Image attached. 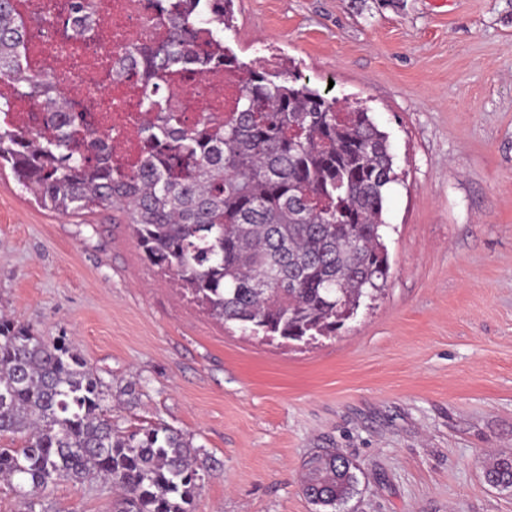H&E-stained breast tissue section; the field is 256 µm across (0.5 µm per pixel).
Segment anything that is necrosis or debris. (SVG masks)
Instances as JSON below:
<instances>
[{"instance_id": "4bbe7bcc", "label": "necrosis or debris", "mask_w": 512, "mask_h": 512, "mask_svg": "<svg viewBox=\"0 0 512 512\" xmlns=\"http://www.w3.org/2000/svg\"><path fill=\"white\" fill-rule=\"evenodd\" d=\"M18 19L30 39L21 49L26 67L49 71L67 93L69 108L83 117L89 129L112 131V157L127 168L141 158L145 143L139 135L149 114L140 102L138 73H114L113 57L126 48L160 39L164 16L155 0H88L97 37L67 36L62 24L68 0H13ZM241 80L222 72L172 77L166 84L170 105L192 120L205 114L223 121L234 105Z\"/></svg>"}]
</instances>
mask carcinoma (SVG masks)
I'll return each instance as SVG.
<instances>
[{
	"instance_id": "1",
	"label": "carcinoma",
	"mask_w": 512,
	"mask_h": 512,
	"mask_svg": "<svg viewBox=\"0 0 512 512\" xmlns=\"http://www.w3.org/2000/svg\"><path fill=\"white\" fill-rule=\"evenodd\" d=\"M169 2L165 36L118 55L142 71L141 102L156 116L141 129L145 150L126 172L105 133L79 134L66 95L47 73L31 74L19 48L28 31L12 0H0V81L43 106L40 129L0 123V169L61 215L110 206L127 215L146 259L226 325L304 341L330 336L345 314L384 289L389 256L385 204L398 182L389 136L361 106L328 98L288 74L275 82L226 52L219 33L233 0ZM76 34L92 31L85 0H70ZM241 71L234 109L216 125L188 126L165 105L168 78ZM110 388L64 336L46 340L0 318V477L19 512H57L51 484L103 480L118 491L113 512H193L203 488L198 447L158 423L124 431L112 422ZM339 454L309 459L303 494L337 512L358 478ZM512 488V457L486 470Z\"/></svg>"
}]
</instances>
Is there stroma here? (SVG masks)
<instances>
[{"instance_id": "stroma-1", "label": "stroma", "mask_w": 512, "mask_h": 512, "mask_svg": "<svg viewBox=\"0 0 512 512\" xmlns=\"http://www.w3.org/2000/svg\"><path fill=\"white\" fill-rule=\"evenodd\" d=\"M224 46L368 107L400 181L390 277L335 336L268 341L150 264L121 212L39 207L0 172V315L67 337L112 419L182 430L211 467L195 512H318L304 465L356 467L341 512H512V0H234ZM58 512H112L60 482ZM485 479L493 486L512 488V457L496 459L486 470Z\"/></svg>"}]
</instances>
